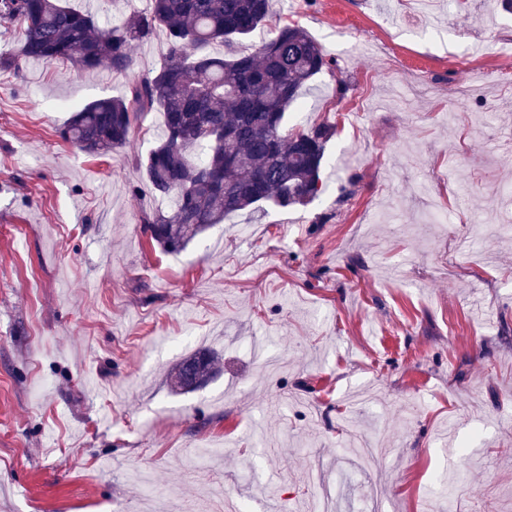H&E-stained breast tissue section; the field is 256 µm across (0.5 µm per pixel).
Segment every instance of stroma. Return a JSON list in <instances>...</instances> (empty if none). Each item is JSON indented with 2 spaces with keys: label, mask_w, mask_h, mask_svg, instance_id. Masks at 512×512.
<instances>
[{
  "label": "stroma",
  "mask_w": 512,
  "mask_h": 512,
  "mask_svg": "<svg viewBox=\"0 0 512 512\" xmlns=\"http://www.w3.org/2000/svg\"><path fill=\"white\" fill-rule=\"evenodd\" d=\"M100 25L148 0H67ZM333 62L288 112L335 124L322 188L167 254L126 147L58 129L124 73L0 68V512H512V14L499 0H273ZM138 193H131V186ZM201 349L202 387L167 374Z\"/></svg>",
  "instance_id": "35a3bbf8"
}]
</instances>
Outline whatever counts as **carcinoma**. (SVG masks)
I'll return each mask as SVG.
<instances>
[{"mask_svg": "<svg viewBox=\"0 0 512 512\" xmlns=\"http://www.w3.org/2000/svg\"><path fill=\"white\" fill-rule=\"evenodd\" d=\"M272 0H150L146 12L111 28L61 0H0V18L24 27L15 61L73 63L115 72L133 66L131 48L158 30L167 35L160 65L136 80L129 94L93 100L73 111L60 137L90 155L126 146L144 116H163L164 137L143 163L159 198L171 209L141 216L152 244L180 252L228 215L272 203L306 205L321 190L326 123L286 127L301 90L331 62L297 25L277 26L253 52L240 40L267 25ZM224 45V55L206 48ZM218 355L203 349L178 362L169 381L211 376Z\"/></svg>", "mask_w": 512, "mask_h": 512, "instance_id": "obj_1", "label": "carcinoma"}]
</instances>
